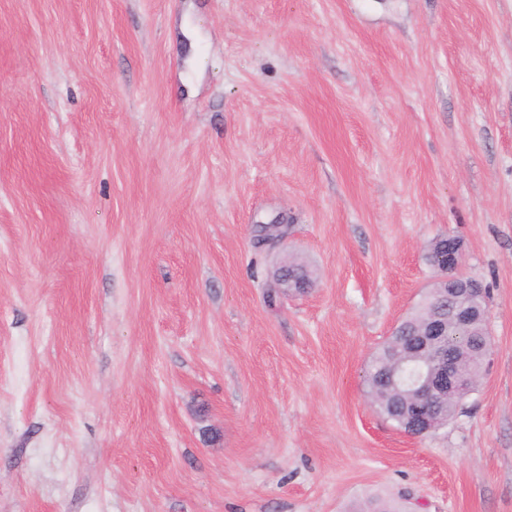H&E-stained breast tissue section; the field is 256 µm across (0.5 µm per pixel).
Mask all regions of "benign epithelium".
<instances>
[{"label":"benign epithelium","instance_id":"7a95c632","mask_svg":"<svg viewBox=\"0 0 512 512\" xmlns=\"http://www.w3.org/2000/svg\"><path fill=\"white\" fill-rule=\"evenodd\" d=\"M463 242L452 239L444 275L438 279L429 316L413 331V343L401 347L397 363L419 361L425 372L412 387L413 403L405 407L407 434L422 437L437 427L430 408L456 392L461 383L458 353L448 351V336H460L477 320L486 321V309L477 291L479 282L461 272Z\"/></svg>","mask_w":512,"mask_h":512}]
</instances>
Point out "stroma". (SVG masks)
Masks as SVG:
<instances>
[{"label": "stroma", "instance_id": "obj_1", "mask_svg": "<svg viewBox=\"0 0 512 512\" xmlns=\"http://www.w3.org/2000/svg\"><path fill=\"white\" fill-rule=\"evenodd\" d=\"M439 237L493 348L414 438L365 374ZM370 495L512 512V0H0V512Z\"/></svg>", "mask_w": 512, "mask_h": 512}]
</instances>
